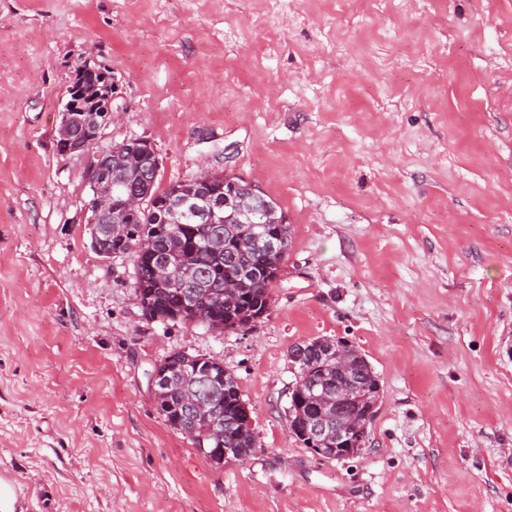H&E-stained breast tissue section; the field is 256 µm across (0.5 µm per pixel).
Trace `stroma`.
Masks as SVG:
<instances>
[{"label": "stroma", "instance_id": "stroma-1", "mask_svg": "<svg viewBox=\"0 0 512 512\" xmlns=\"http://www.w3.org/2000/svg\"><path fill=\"white\" fill-rule=\"evenodd\" d=\"M87 58L99 148L160 185L230 171L288 217L265 314L220 333L144 315L91 246L88 157L59 155ZM381 383L362 452L288 424L308 338ZM219 358L256 446L211 466L149 374ZM0 478L13 512H512V0H0Z\"/></svg>", "mask_w": 512, "mask_h": 512}]
</instances>
